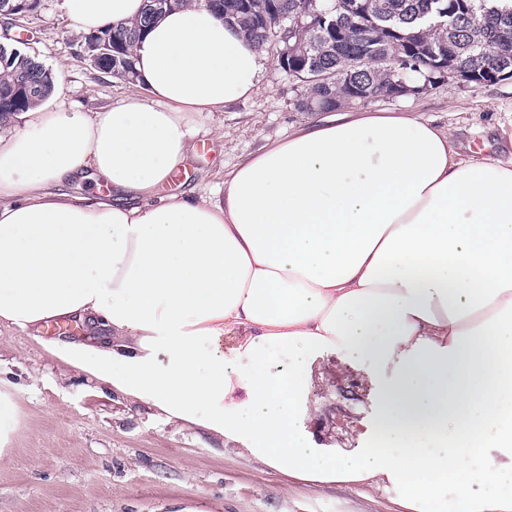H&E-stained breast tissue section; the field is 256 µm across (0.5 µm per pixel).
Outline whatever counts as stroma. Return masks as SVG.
Returning <instances> with one entry per match:
<instances>
[{
	"instance_id": "obj_1",
	"label": "stroma",
	"mask_w": 512,
	"mask_h": 512,
	"mask_svg": "<svg viewBox=\"0 0 512 512\" xmlns=\"http://www.w3.org/2000/svg\"><path fill=\"white\" fill-rule=\"evenodd\" d=\"M60 2L41 0L27 21L31 51L54 71L61 100L91 112L120 98L128 86L76 53ZM301 93L269 61L249 99L201 119L192 158L159 196L206 190L223 197L224 177L235 165L265 142L318 120V113L296 110ZM369 107L451 128L465 152L512 151L499 128L512 116V80L481 87L449 81L421 95L380 98ZM78 334L72 327L22 333L0 325V393L17 409L10 454L0 463V512H170L174 504L197 512H401L397 489L291 486L237 443L99 392L44 347L46 340ZM353 378L363 390L352 421L337 412L342 398L335 388ZM313 381L311 399L320 413L308 431L315 443L347 451L360 447L381 395L372 362L353 365L327 352L313 365Z\"/></svg>"
}]
</instances>
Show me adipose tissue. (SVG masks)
Returning <instances> with one entry per match:
<instances>
[{
  "instance_id": "adipose-tissue-1",
  "label": "adipose tissue",
  "mask_w": 512,
  "mask_h": 512,
  "mask_svg": "<svg viewBox=\"0 0 512 512\" xmlns=\"http://www.w3.org/2000/svg\"><path fill=\"white\" fill-rule=\"evenodd\" d=\"M142 6L60 3L78 33ZM133 52L112 104H41L0 128V324H87L50 344L72 369L305 484L395 487L404 512H512V155L361 110L264 145L223 201L160 199L199 118L250 98L266 57L194 2ZM79 178L93 192H69ZM326 352L385 380L351 452L306 431ZM280 354L287 372L269 371Z\"/></svg>"
}]
</instances>
